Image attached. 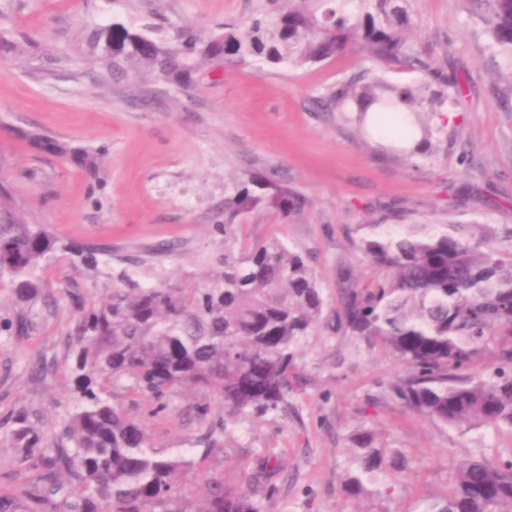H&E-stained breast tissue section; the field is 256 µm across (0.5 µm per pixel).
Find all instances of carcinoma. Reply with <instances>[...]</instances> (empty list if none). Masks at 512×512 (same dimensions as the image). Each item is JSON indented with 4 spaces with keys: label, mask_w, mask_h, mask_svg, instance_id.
I'll list each match as a JSON object with an SVG mask.
<instances>
[{
    "label": "carcinoma",
    "mask_w": 512,
    "mask_h": 512,
    "mask_svg": "<svg viewBox=\"0 0 512 512\" xmlns=\"http://www.w3.org/2000/svg\"><path fill=\"white\" fill-rule=\"evenodd\" d=\"M241 23L205 36L180 30L170 42L125 33L123 53L100 58L121 74L132 63L148 65L162 80L184 86L194 61L248 58L296 67L332 59L359 46L371 67L347 79L329 104L356 105L362 123L378 105L380 127L395 135L405 128L401 105L424 128L410 90L387 85L379 67L400 62L427 67L403 31L410 0H262ZM495 43L512 52V0H471ZM21 137L36 149L94 174L98 157L40 134ZM263 202L283 213L299 205L291 190L268 178H253L227 197L229 218ZM59 241L44 224H31L10 189L0 183V279L17 302L43 295L40 271ZM375 272L364 288H349L336 328L380 342L409 376L393 392L414 412L449 426L479 422L512 429V260L506 262L464 234L459 225L440 230L411 225L404 231L362 241ZM219 285L203 292L174 288H114L82 316L77 336L72 415L56 436H47L29 415L14 419L6 441L17 462L36 477L25 492L28 512H180L170 508L181 493L180 476L193 462L149 448L143 424L114 406L110 390L128 389L155 404L185 388L215 396L196 406L201 417L217 410L215 425L237 424L288 411L294 353L310 335L324 299L304 258L276 239L255 241L235 255L224 253ZM496 348L497 367L484 370ZM358 468L345 479L358 496L378 482L385 462L372 433L353 438ZM453 487L423 512H512V458L482 456L451 461ZM198 512H263L247 489L210 482Z\"/></svg>",
    "instance_id": "cac0c4a2"
}]
</instances>
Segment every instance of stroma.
I'll use <instances>...</instances> for the list:
<instances>
[{"label":"stroma","mask_w":512,"mask_h":512,"mask_svg":"<svg viewBox=\"0 0 512 512\" xmlns=\"http://www.w3.org/2000/svg\"><path fill=\"white\" fill-rule=\"evenodd\" d=\"M259 0H0V30L20 53L0 51V178L30 222L48 225L61 247L41 273L48 302L18 304L0 281V320L26 315L21 335L0 333V489L20 493L32 475L17 469L5 438L28 412L56 434L72 410V338L84 309L127 285L201 290L214 286L225 248L276 239L304 255L322 290L321 321L295 353L287 415L212 430L196 418L205 393L150 404L124 388L112 400L143 420L154 449L186 453L181 479L187 512L202 507L210 477L229 488L253 484L263 458L264 512H418L448 495L449 462L473 454L497 459L512 431L448 427L407 408L391 388L408 373L377 342L335 330L344 291L373 271L360 245L408 224H462L499 256L512 258V53L497 47L469 0H413L410 39L427 66L392 64L386 81L444 102L424 119L430 135L407 155L376 144L354 113L323 97L366 66L354 49L305 67L222 59L196 64L178 87L137 69L108 74L99 59L113 24L164 35L195 26L215 31L244 20ZM458 77L460 88L440 85ZM46 134L102 150L96 174L62 164L22 140ZM286 184L301 204L282 213L261 204L239 213L237 240L225 245L224 199L252 177ZM106 247L86 269L71 245ZM372 432L387 460L383 494L349 496L354 434Z\"/></svg>","instance_id":"obj_1"}]
</instances>
